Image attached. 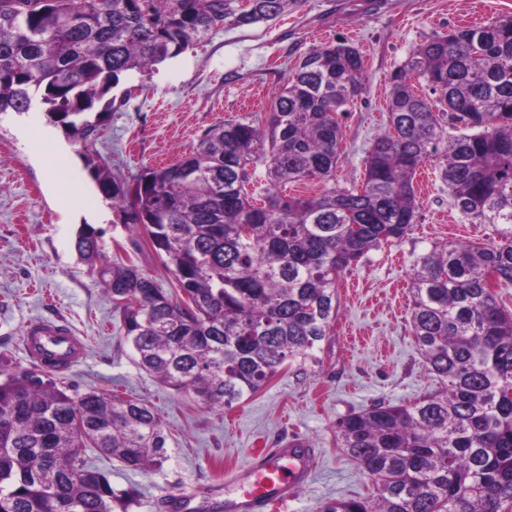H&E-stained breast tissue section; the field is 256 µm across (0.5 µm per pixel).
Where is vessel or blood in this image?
Returning <instances> with one entry per match:
<instances>
[{
	"label": "vessel or blood",
	"mask_w": 512,
	"mask_h": 512,
	"mask_svg": "<svg viewBox=\"0 0 512 512\" xmlns=\"http://www.w3.org/2000/svg\"><path fill=\"white\" fill-rule=\"evenodd\" d=\"M30 361L47 367L70 368L86 356V347L60 320L30 322L24 332ZM244 467L224 479L226 512H287L298 489L312 474L315 449L305 439L293 437L275 448H255ZM208 490L187 488L163 501L167 512H202Z\"/></svg>",
	"instance_id": "vessel-or-blood-1"
}]
</instances>
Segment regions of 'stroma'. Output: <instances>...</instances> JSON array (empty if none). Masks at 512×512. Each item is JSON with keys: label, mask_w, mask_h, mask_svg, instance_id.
I'll return each mask as SVG.
<instances>
[{"label": "stroma", "mask_w": 512, "mask_h": 512, "mask_svg": "<svg viewBox=\"0 0 512 512\" xmlns=\"http://www.w3.org/2000/svg\"><path fill=\"white\" fill-rule=\"evenodd\" d=\"M508 14L512 0H300L276 20L214 33L150 70L126 74L110 93L97 150L117 180L133 182L144 167L193 150L213 125L268 110L300 57L346 38L363 53L367 75L365 93L342 119L336 180L348 186L363 180L366 151L386 130L390 75L410 49L432 32ZM61 152L73 157L64 181L83 192L73 209L61 207L52 192L50 171ZM416 188L421 216L409 236L371 252L338 280L341 310L323 364L284 369L239 407L210 410L139 367L118 317L75 251L84 224L101 231L110 253L131 247L137 235L99 192L73 139L42 106L1 112L0 348L28 367L25 326L37 318L62 319L87 345L86 359L66 373L74 392L116 390L155 407L169 436L161 468L131 471L90 454L109 472L113 488L140 491L133 512H160L163 495L223 480L248 462L254 444L273 448L292 436L312 441L317 458L288 512H323L331 500L372 488L336 447L338 418L376 401L406 403L436 387L408 324L412 253L451 241L480 243L490 232L464 224L433 166L422 167Z\"/></svg>", "instance_id": "35a3bbf8"}]
</instances>
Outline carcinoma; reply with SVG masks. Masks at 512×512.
Returning <instances> with one entry per match:
<instances>
[{
	"mask_svg": "<svg viewBox=\"0 0 512 512\" xmlns=\"http://www.w3.org/2000/svg\"><path fill=\"white\" fill-rule=\"evenodd\" d=\"M297 0H0V112L38 103L90 155L87 119L129 71L178 56L195 39L268 22ZM387 131L370 146L361 184L336 183L341 116L365 91L347 40L300 58L269 111L210 128L132 189L104 161L92 173L124 223L172 275L161 287L142 247L109 256L90 226L75 240L121 320L138 365L207 409H231L297 362L322 363L339 313L336 282L420 216L414 180L429 163L483 243L412 254L409 325L438 387L336 422V448L366 474L370 497L323 512H512V16L434 32L391 73ZM427 93H419V88ZM265 168L264 203L249 192ZM317 180L308 197L287 183ZM131 470L168 460L158 413L137 397L68 393L64 372L21 368L0 351V512H129L86 449Z\"/></svg>",
	"mask_w": 512,
	"mask_h": 512,
	"instance_id": "obj_1",
	"label": "carcinoma"
}]
</instances>
